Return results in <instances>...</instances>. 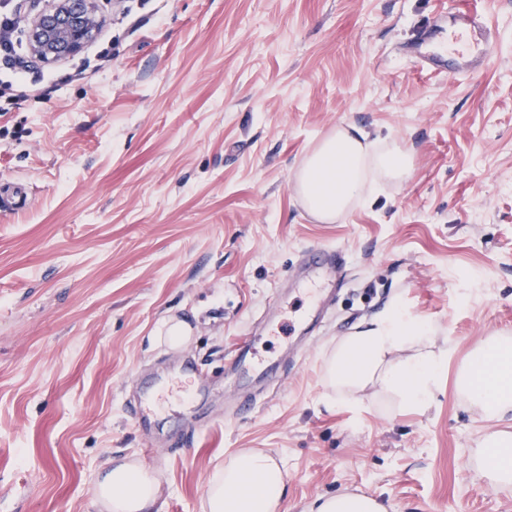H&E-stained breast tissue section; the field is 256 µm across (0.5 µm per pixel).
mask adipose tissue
I'll list each match as a JSON object with an SVG mask.
<instances>
[{
    "mask_svg": "<svg viewBox=\"0 0 512 512\" xmlns=\"http://www.w3.org/2000/svg\"><path fill=\"white\" fill-rule=\"evenodd\" d=\"M366 133L340 128L306 157L296 189L317 221L335 222L366 198L379 176L404 177L408 156L396 150L370 156ZM449 351L436 348L428 325L397 306L360 324L334 346L325 362L327 388L343 397L376 384L406 410L427 412ZM463 406L498 422L480 443V474L499 486L512 484V336H492L475 349L455 379ZM286 490V470L271 455L244 451L209 479L203 512H276ZM166 488L160 473L133 460L109 459L95 483L100 512H161Z\"/></svg>",
    "mask_w": 512,
    "mask_h": 512,
    "instance_id": "obj_1",
    "label": "adipose tissue"
}]
</instances>
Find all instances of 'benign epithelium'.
I'll use <instances>...</instances> for the list:
<instances>
[{"instance_id":"1","label":"benign epithelium","mask_w":512,"mask_h":512,"mask_svg":"<svg viewBox=\"0 0 512 512\" xmlns=\"http://www.w3.org/2000/svg\"><path fill=\"white\" fill-rule=\"evenodd\" d=\"M27 17L25 36L31 53L56 64L83 52L96 38L105 15L96 0H49Z\"/></svg>"}]
</instances>
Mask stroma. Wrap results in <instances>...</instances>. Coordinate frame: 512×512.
Returning <instances> with one entry per match:
<instances>
[{
    "instance_id": "35a3bbf8",
    "label": "stroma",
    "mask_w": 512,
    "mask_h": 512,
    "mask_svg": "<svg viewBox=\"0 0 512 512\" xmlns=\"http://www.w3.org/2000/svg\"><path fill=\"white\" fill-rule=\"evenodd\" d=\"M463 8L500 25L481 71L400 55ZM102 33L0 98V189L30 197L0 210V512H99L104 461L150 448L165 512H203L215 468L252 449L286 464L277 512L343 493L512 512V485L476 475L490 423L454 385L486 337L512 334V0H122ZM350 126L412 168L324 224L294 175ZM312 247L347 264L300 358L282 325L308 309L294 274ZM394 304L453 346L426 415L376 385L355 402L325 386L337 339ZM169 316L192 327L186 349L150 342ZM246 336L288 371L240 375L229 402Z\"/></svg>"
}]
</instances>
